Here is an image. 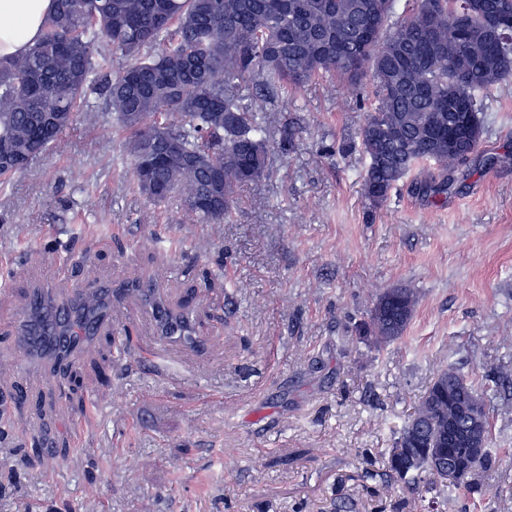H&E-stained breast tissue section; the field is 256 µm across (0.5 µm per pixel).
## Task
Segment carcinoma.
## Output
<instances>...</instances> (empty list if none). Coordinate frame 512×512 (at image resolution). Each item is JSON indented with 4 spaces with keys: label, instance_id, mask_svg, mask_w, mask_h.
I'll use <instances>...</instances> for the list:
<instances>
[{
    "label": "carcinoma",
    "instance_id": "1",
    "mask_svg": "<svg viewBox=\"0 0 512 512\" xmlns=\"http://www.w3.org/2000/svg\"><path fill=\"white\" fill-rule=\"evenodd\" d=\"M56 0L42 39L0 64V178L52 148L76 112L110 118L125 135L135 185L152 203L180 195L190 224H222L236 188L269 169L263 121L243 104L297 91L316 77L356 83L372 74L376 104L359 132L368 159L370 207L382 209L412 171V187L446 197L453 174L481 144L483 95L512 78V0ZM96 95V104L89 96ZM434 168H422L423 162ZM417 302L410 288L376 297L357 339H400ZM429 385L411 419L410 448L390 449L387 472L416 500L429 476L455 465L448 420H467L448 401L486 389L456 368ZM486 450L470 469L436 490L430 512H450L455 496L497 499L485 480L498 463Z\"/></svg>",
    "mask_w": 512,
    "mask_h": 512
}]
</instances>
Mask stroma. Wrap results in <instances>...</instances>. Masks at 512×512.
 I'll return each mask as SVG.
<instances>
[{
  "label": "stroma",
  "mask_w": 512,
  "mask_h": 512,
  "mask_svg": "<svg viewBox=\"0 0 512 512\" xmlns=\"http://www.w3.org/2000/svg\"><path fill=\"white\" fill-rule=\"evenodd\" d=\"M373 100L316 79L263 102L270 172L237 189L221 224L135 188L121 136L80 115L0 187V349L37 288L112 286L120 332L157 338L128 284L197 311L207 348L148 367L100 338L69 379H32L34 405L0 419V512H421L385 486V461L432 378L512 372V79L482 100L479 153L446 202L401 180L370 212L359 129ZM293 130L285 141V130ZM152 223H142L144 214ZM414 289L398 341L358 343L378 293ZM492 446L512 453V382L490 403ZM42 438L62 472L28 462Z\"/></svg>",
  "instance_id": "stroma-1"
}]
</instances>
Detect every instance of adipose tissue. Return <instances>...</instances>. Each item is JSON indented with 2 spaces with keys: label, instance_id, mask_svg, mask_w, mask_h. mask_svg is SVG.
<instances>
[{
  "label": "adipose tissue",
  "instance_id": "ef3b65f1",
  "mask_svg": "<svg viewBox=\"0 0 512 512\" xmlns=\"http://www.w3.org/2000/svg\"><path fill=\"white\" fill-rule=\"evenodd\" d=\"M54 0H0V59L26 54L41 38Z\"/></svg>",
  "mask_w": 512,
  "mask_h": 512
}]
</instances>
